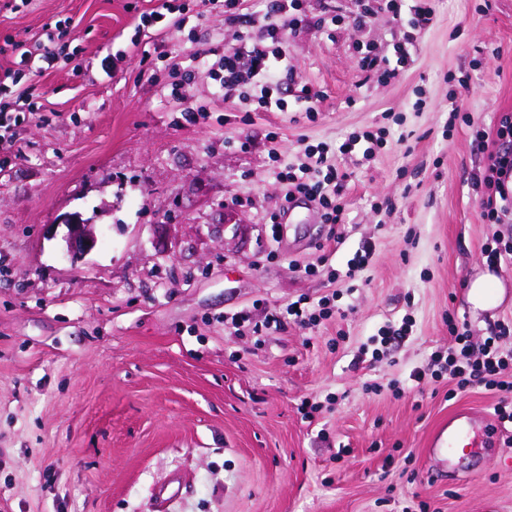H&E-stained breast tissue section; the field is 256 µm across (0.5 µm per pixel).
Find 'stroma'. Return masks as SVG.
<instances>
[{"instance_id":"obj_1","label":"stroma","mask_w":512,"mask_h":512,"mask_svg":"<svg viewBox=\"0 0 512 512\" xmlns=\"http://www.w3.org/2000/svg\"><path fill=\"white\" fill-rule=\"evenodd\" d=\"M173 5L185 25L156 36L137 28L149 0H0V76L15 43L50 31L58 53L22 78L30 116L0 165V512H512L504 431L454 479L428 477L439 427L490 414L496 395L409 379L447 349L449 315L477 340L512 318L467 300L493 231L476 132L512 112V0H432L389 81L357 47L391 52L404 27L383 10L357 27L355 0H335L338 26L290 43L297 82L321 94L311 119L293 102H224L209 64L237 46L234 26ZM464 78L470 126L449 120ZM366 130L382 136L371 157L344 149ZM319 143L347 176L333 228L301 203L279 212L280 166ZM74 213L98 235L76 261ZM366 240L374 254L348 278ZM331 294L338 314L312 329L224 323ZM405 319L398 346L358 362ZM173 474L179 492L158 505Z\"/></svg>"}]
</instances>
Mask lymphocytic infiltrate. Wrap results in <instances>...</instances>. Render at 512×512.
<instances>
[{"label":"lymphocytic infiltrate","instance_id":"lymphocytic-infiltrate-1","mask_svg":"<svg viewBox=\"0 0 512 512\" xmlns=\"http://www.w3.org/2000/svg\"><path fill=\"white\" fill-rule=\"evenodd\" d=\"M243 0H224V20L238 28L239 47L225 49L213 64V70L226 100L255 101L265 112H282L287 108L285 94L296 89V101L305 112H313L319 95L308 86H296L289 63L291 38L310 28L324 29L333 24L331 16L305 14L299 0H269L265 11H241ZM390 12L402 26L424 29L432 19L428 0H417L411 9H404L403 0H358L357 25H366L376 9ZM24 93H13L0 81V155L10 153L15 145L16 130L25 121L22 102ZM486 151L483 182L488 189L483 200V216L496 225L512 223V113L500 117L493 134H482ZM326 145H309L304 160L281 171L280 180L288 189L284 203L303 200L312 203L321 223L339 224L344 207L338 197L343 177L327 163ZM448 349L434 352L428 367L413 369L409 378L417 388H424L439 378L450 383L449 397L481 388L498 394L494 417L498 427L512 426V349L506 339L512 338V320L499 321L481 343L470 339L467 323L456 316L448 318Z\"/></svg>","mask_w":512,"mask_h":512}]
</instances>
